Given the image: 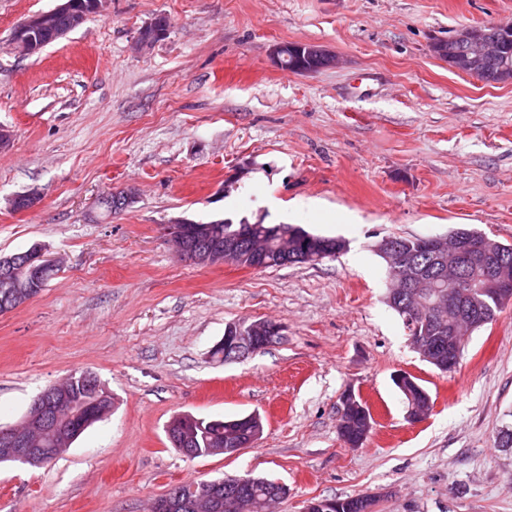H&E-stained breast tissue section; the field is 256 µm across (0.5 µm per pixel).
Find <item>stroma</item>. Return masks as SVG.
Segmentation results:
<instances>
[{"mask_svg": "<svg viewBox=\"0 0 512 512\" xmlns=\"http://www.w3.org/2000/svg\"><path fill=\"white\" fill-rule=\"evenodd\" d=\"M58 0H0V255L40 247L60 267L0 314V425L46 388L96 374L112 410L52 463H0V512H143L171 487L226 475L285 485L277 512L375 496V512H512V301L472 333L453 371L422 360L386 303L374 243L472 229L512 243V82L488 85L431 46L512 19V0H108L39 55L7 44ZM170 26L140 51L141 28ZM336 66L281 70L280 43ZM135 189L118 213L101 200ZM32 191L40 201L14 210ZM297 224L339 237L334 259L266 270L181 261L173 221ZM281 340L224 362L231 323ZM415 375L410 421L392 382ZM373 424L337 432L340 398ZM263 418L254 447L187 458L180 414ZM410 374L407 373H398L396 376V379L402 378L404 376H407ZM396 379H392L394 385L397 387V389L401 392L403 395L404 403L408 404V401L411 400L415 407L419 410V412L423 414H427L431 408V398L427 390L416 380V385L404 380L402 385L397 382ZM410 402V405L408 406L407 410V417L410 420L418 421L421 419V414L416 410L413 403ZM357 401L354 393H347L343 396L342 399V409L341 413L344 412V407H346L349 403ZM363 406L360 407L362 412L354 407H348L343 414H340L337 430L340 438L344 441V443L351 448H358L357 442L363 436L366 431L368 435L372 428L371 424L367 427L368 416H371L369 408L362 402ZM367 408H365V407ZM367 417V418H366Z\"/></svg>", "mask_w": 512, "mask_h": 512, "instance_id": "35a3bbf8", "label": "stroma"}]
</instances>
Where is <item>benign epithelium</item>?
<instances>
[{
  "label": "benign epithelium",
  "mask_w": 512,
  "mask_h": 512,
  "mask_svg": "<svg viewBox=\"0 0 512 512\" xmlns=\"http://www.w3.org/2000/svg\"><path fill=\"white\" fill-rule=\"evenodd\" d=\"M103 0H60L56 7L34 13L20 22L13 30L9 47L24 55L34 56L44 48L43 37L57 42L83 24L86 18L100 11ZM169 26L168 19L155 20L144 27L137 36L142 48H148L155 40L165 35ZM496 35L471 26L459 28L447 41L441 40L433 45L434 53L440 58H447L451 67L460 73L479 77L484 70H495V76L501 83L512 80V61L500 49L499 39L512 34V25H495ZM328 58V64L334 58L328 52L301 44L286 43L275 49L278 66L291 58V70L309 74L300 53ZM259 228L244 225L233 234H223L217 225L188 227L177 222L169 226V235L177 246L179 255L194 264L213 261L217 264L237 263L249 256L253 257L250 268L262 269L277 263L284 265L289 261L301 259L307 263H316L332 258L344 249V242L335 238L312 237L301 245L298 232L294 229L275 232L276 249L261 256L251 254L249 242L258 233ZM456 245V257L463 268L481 272V283L475 292L461 294L456 289L448 288V368L455 367L459 360L461 346L456 340V324L466 319L475 325L484 321L485 297L505 300L512 296V266L504 260V246L484 234L459 233L453 235ZM428 249L435 262L444 263L448 253V236L439 235L427 239ZM55 268V261L44 258L42 251L33 248L25 254L0 257V285L7 291L0 295V311L3 313L15 309L14 296L10 288H27L31 291L40 284L42 272ZM220 344L236 351V357H245L256 352L253 336L241 335V327L231 323L225 328V336ZM109 401L107 394L95 387L92 392L76 389H49L39 396L30 407L21 423L0 428V461L39 465L43 461L41 449L32 444L52 438L58 443L70 442L76 433L88 424L104 416L103 405ZM254 433L245 440L226 447L210 449V454H223L227 457L237 454L244 448L251 447L258 439ZM170 440L186 457L197 458L200 453L192 448V438L177 429L170 432ZM258 481L256 477L227 476L225 479L200 480L172 487L168 493L156 499V512H179L191 509L197 501L199 489L208 492L210 498L223 499L224 484L242 485Z\"/></svg>",
  "instance_id": "benign-epithelium-1"
}]
</instances>
